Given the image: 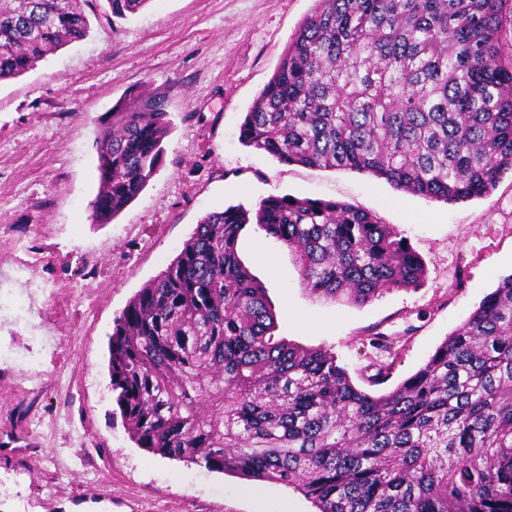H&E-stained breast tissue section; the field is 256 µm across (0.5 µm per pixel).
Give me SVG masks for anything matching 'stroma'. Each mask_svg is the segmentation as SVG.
<instances>
[{"instance_id":"obj_1","label":"stroma","mask_w":512,"mask_h":512,"mask_svg":"<svg viewBox=\"0 0 512 512\" xmlns=\"http://www.w3.org/2000/svg\"><path fill=\"white\" fill-rule=\"evenodd\" d=\"M315 0H150L124 19L0 82V268L30 258L46 286L34 322L38 375L0 365V512H315L300 492L212 472L137 447L108 373L113 322L164 271L209 212L270 195L372 211L425 263L416 288L363 306L306 290L294 253L247 225L238 254L265 290L276 338L330 349L373 394L414 373L499 279L512 274V176L488 196L445 203L354 171L284 164L245 146L246 112ZM145 88L170 97L172 130L155 175L109 224L89 219L98 121ZM402 337L389 377L367 336Z\"/></svg>"}]
</instances>
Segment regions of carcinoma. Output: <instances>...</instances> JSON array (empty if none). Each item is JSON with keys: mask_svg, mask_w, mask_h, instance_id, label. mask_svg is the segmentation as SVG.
I'll return each instance as SVG.
<instances>
[{"mask_svg": "<svg viewBox=\"0 0 512 512\" xmlns=\"http://www.w3.org/2000/svg\"><path fill=\"white\" fill-rule=\"evenodd\" d=\"M106 2L125 17L149 0ZM93 5L0 0V81L85 39ZM507 18L512 0H315L242 140L431 200L484 197L512 173ZM170 130L164 91L113 105L95 140L92 223L139 196ZM250 223L294 252L324 299L364 305L426 277L392 225L343 201L273 195L206 214L114 322L111 386L135 444L291 487L318 512H512V274L415 373L373 395L330 350L274 339L265 289L238 255ZM368 343L395 355L391 336Z\"/></svg>", "mask_w": 512, "mask_h": 512, "instance_id": "1", "label": "carcinoma"}]
</instances>
